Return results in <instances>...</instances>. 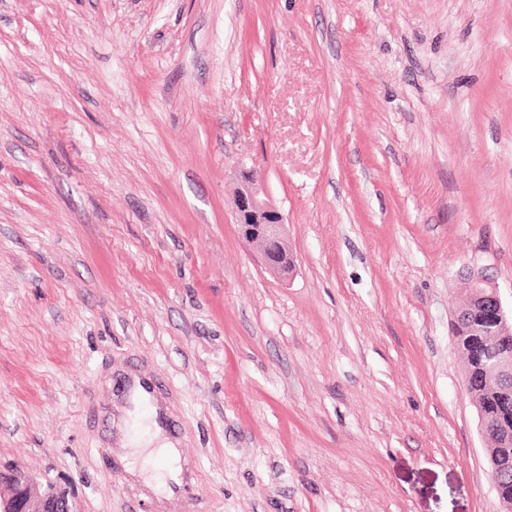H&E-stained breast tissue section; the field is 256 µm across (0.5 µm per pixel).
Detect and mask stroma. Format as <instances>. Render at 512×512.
Masks as SVG:
<instances>
[{"instance_id":"obj_1","label":"stroma","mask_w":512,"mask_h":512,"mask_svg":"<svg viewBox=\"0 0 512 512\" xmlns=\"http://www.w3.org/2000/svg\"><path fill=\"white\" fill-rule=\"evenodd\" d=\"M253 170L296 269L239 237ZM512 303V0H0V469L75 512H499L451 323ZM137 369L195 497L133 481Z\"/></svg>"}]
</instances>
